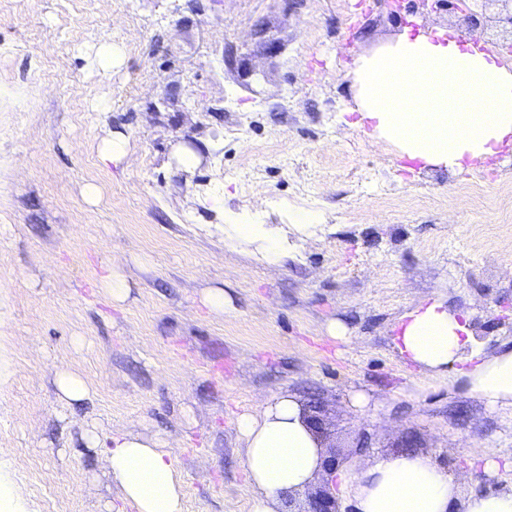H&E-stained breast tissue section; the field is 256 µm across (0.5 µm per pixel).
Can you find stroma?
<instances>
[{"instance_id": "obj_1", "label": "stroma", "mask_w": 512, "mask_h": 512, "mask_svg": "<svg viewBox=\"0 0 512 512\" xmlns=\"http://www.w3.org/2000/svg\"><path fill=\"white\" fill-rule=\"evenodd\" d=\"M360 2L202 0L198 15L187 0H0V458L29 512L118 503L104 449L83 442L92 423L165 439L186 512H249L236 418L282 391L323 398L338 464L364 470L411 435L468 473L462 495L512 486L477 456L512 458V410L428 379L394 342L402 315L439 300L479 322L484 351L512 344V144L428 172L347 125L357 57L404 28ZM259 20L283 50L254 57L267 78L249 89L224 49H251ZM100 40L123 52L108 78L78 53ZM111 130L128 140L116 167L97 158ZM300 210L318 218L308 240ZM240 219L282 229L289 256L271 267L226 245ZM116 262L132 287L118 307L101 288ZM211 287L231 313L208 311ZM332 320L345 338L327 336ZM58 364L93 386L89 402L58 399ZM203 303L217 316H224L233 309L232 300L224 292V288H208L203 294Z\"/></svg>"}]
</instances>
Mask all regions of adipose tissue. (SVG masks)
Wrapping results in <instances>:
<instances>
[{"label":"adipose tissue","mask_w":512,"mask_h":512,"mask_svg":"<svg viewBox=\"0 0 512 512\" xmlns=\"http://www.w3.org/2000/svg\"><path fill=\"white\" fill-rule=\"evenodd\" d=\"M357 128L422 168L457 171L512 140V67L440 30L404 29L360 55L352 74ZM226 243L256 248L278 265L289 241L266 224H228ZM400 355L431 380L512 408V345L485 353L468 322L442 302L404 314ZM236 430L251 489L250 512H281L286 494L322 476L323 450L293 394L265 397L241 413ZM105 474L134 512H184L186 484L161 437L111 436ZM336 492L354 512H512V488L462 497L461 475L414 449L375 459L363 472L342 466Z\"/></svg>","instance_id":"1"}]
</instances>
